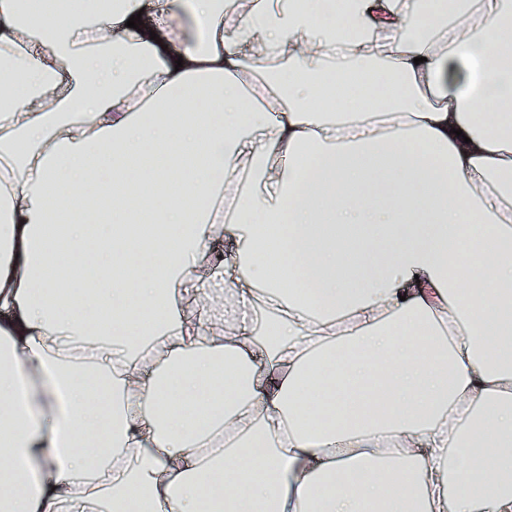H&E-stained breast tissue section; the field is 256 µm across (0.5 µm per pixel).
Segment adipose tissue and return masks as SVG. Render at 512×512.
<instances>
[{
    "mask_svg": "<svg viewBox=\"0 0 512 512\" xmlns=\"http://www.w3.org/2000/svg\"><path fill=\"white\" fill-rule=\"evenodd\" d=\"M144 6L0 0V512H512V0Z\"/></svg>",
    "mask_w": 512,
    "mask_h": 512,
    "instance_id": "adipose-tissue-1",
    "label": "adipose tissue"
}]
</instances>
